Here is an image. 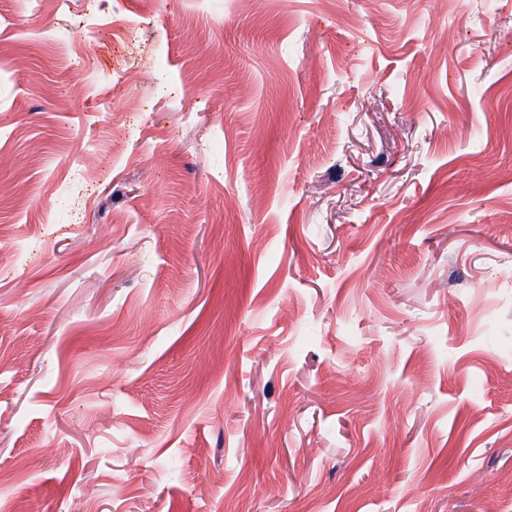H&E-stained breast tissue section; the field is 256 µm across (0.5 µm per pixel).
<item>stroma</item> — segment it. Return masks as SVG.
Instances as JSON below:
<instances>
[{"instance_id":"obj_1","label":"stroma","mask_w":512,"mask_h":512,"mask_svg":"<svg viewBox=\"0 0 512 512\" xmlns=\"http://www.w3.org/2000/svg\"><path fill=\"white\" fill-rule=\"evenodd\" d=\"M78 501L512 512V0H0V512Z\"/></svg>"}]
</instances>
